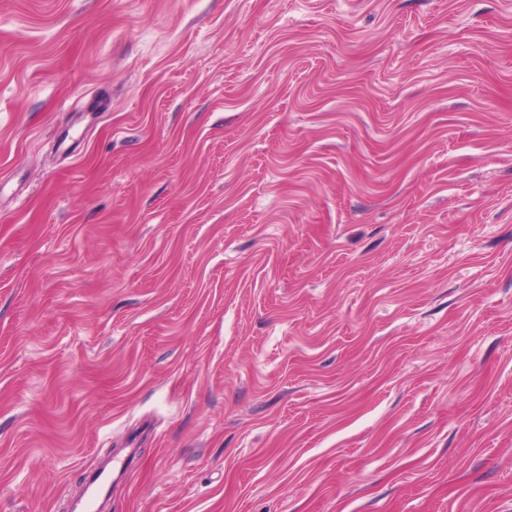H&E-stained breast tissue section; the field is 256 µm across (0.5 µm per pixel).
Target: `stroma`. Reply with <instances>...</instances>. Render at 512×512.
<instances>
[{"label": "stroma", "mask_w": 512, "mask_h": 512, "mask_svg": "<svg viewBox=\"0 0 512 512\" xmlns=\"http://www.w3.org/2000/svg\"><path fill=\"white\" fill-rule=\"evenodd\" d=\"M512 512V0H0V512Z\"/></svg>", "instance_id": "obj_1"}]
</instances>
